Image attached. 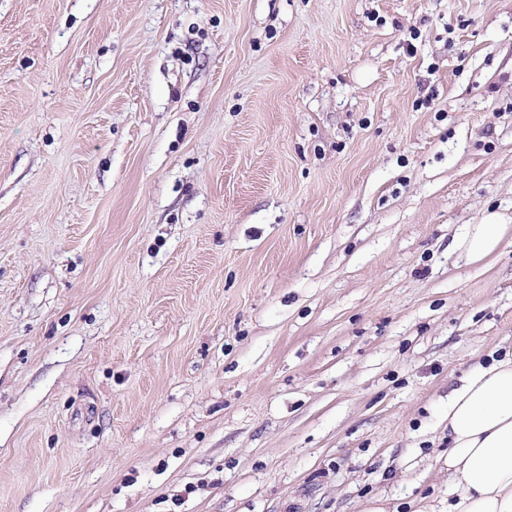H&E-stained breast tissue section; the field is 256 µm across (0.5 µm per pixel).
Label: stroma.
Instances as JSON below:
<instances>
[{
  "instance_id": "35a3bbf8",
  "label": "stroma",
  "mask_w": 512,
  "mask_h": 512,
  "mask_svg": "<svg viewBox=\"0 0 512 512\" xmlns=\"http://www.w3.org/2000/svg\"><path fill=\"white\" fill-rule=\"evenodd\" d=\"M490 212L512 0H0V512H446ZM510 224H502L498 214H487L482 224H469L463 236L466 257L481 261L493 254L507 235Z\"/></svg>"
}]
</instances>
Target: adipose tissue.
Returning a JSON list of instances; mask_svg holds the SVG:
<instances>
[{
	"mask_svg": "<svg viewBox=\"0 0 512 512\" xmlns=\"http://www.w3.org/2000/svg\"><path fill=\"white\" fill-rule=\"evenodd\" d=\"M512 228L498 214L469 225L468 260L493 254ZM448 512H512V354L464 378L448 399Z\"/></svg>",
	"mask_w": 512,
	"mask_h": 512,
	"instance_id": "ef3b65f1",
	"label": "adipose tissue"
}]
</instances>
